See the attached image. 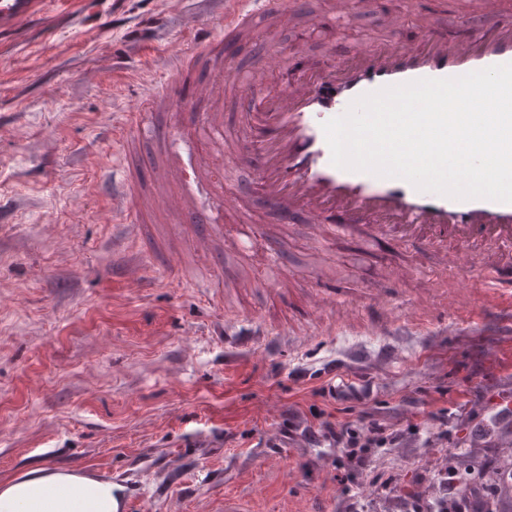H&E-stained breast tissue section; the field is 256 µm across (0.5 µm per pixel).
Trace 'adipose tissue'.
Here are the masks:
<instances>
[{
    "label": "adipose tissue",
    "mask_w": 512,
    "mask_h": 512,
    "mask_svg": "<svg viewBox=\"0 0 512 512\" xmlns=\"http://www.w3.org/2000/svg\"><path fill=\"white\" fill-rule=\"evenodd\" d=\"M111 480L40 466L0 485V512H118Z\"/></svg>",
    "instance_id": "ef3b65f1"
}]
</instances>
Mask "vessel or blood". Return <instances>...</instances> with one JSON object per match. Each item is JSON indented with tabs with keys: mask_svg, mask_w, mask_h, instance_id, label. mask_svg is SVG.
Masks as SVG:
<instances>
[{
	"mask_svg": "<svg viewBox=\"0 0 512 512\" xmlns=\"http://www.w3.org/2000/svg\"><path fill=\"white\" fill-rule=\"evenodd\" d=\"M360 0H333L331 25L309 18L301 40L316 37L326 56L305 59L298 76L280 69V86L262 92L269 60L259 58L251 71L235 69L231 54L242 38L257 29L275 35L277 25L300 13L303 0H224L222 31L195 41L171 69L163 91L142 97L124 115L132 136L153 139L164 158L157 172L165 211L193 215L209 226L236 224L235 247L246 250L262 236L243 201L200 204L187 182L209 188L224 179L214 157L227 156L234 166L255 169L249 193L261 199L280 223L306 217L315 234L329 233L363 247L384 241L416 245L454 255V274L466 283L483 276L481 288L500 308H512V203L486 199L457 200L417 190L399 178L379 177L334 166L322 125L346 112L359 96L387 86L429 78H456L491 66L512 63V0H477V25L447 36L438 12H426L425 34L413 45L403 43L398 28L385 38L343 54L342 34ZM342 64H333L336 54ZM205 66L207 80L189 82L190 70ZM231 89L241 103L236 126L224 123L214 100ZM168 113L173 124L153 126L155 113ZM197 121L196 136L204 159L187 170L176 147L175 122L184 114ZM128 184L113 186L112 212L123 223L137 224L140 211L131 202Z\"/></svg>",
	"mask_w": 512,
	"mask_h": 512,
	"instance_id": "1",
	"label": "vessel or blood"
}]
</instances>
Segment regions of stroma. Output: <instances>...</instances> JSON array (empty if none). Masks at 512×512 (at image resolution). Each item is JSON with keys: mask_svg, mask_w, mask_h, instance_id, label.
<instances>
[{"mask_svg": "<svg viewBox=\"0 0 512 512\" xmlns=\"http://www.w3.org/2000/svg\"><path fill=\"white\" fill-rule=\"evenodd\" d=\"M224 0H39L0 28V483L41 464L112 479L126 512H343L336 451L288 440V409L320 408L339 386L337 419L403 435L357 471L363 512L394 494L431 493V475L466 450L476 470L512 461V429H475L512 403V314L457 287L448 257L351 241L328 250L304 220L250 212L264 243L227 250L203 224L178 223L153 190L150 144L123 159L113 130L162 89L172 41L215 32ZM130 163L146 232L103 222L102 182ZM283 274L267 281V252ZM181 251L189 274L167 271ZM386 262L399 284L367 281ZM134 265L143 285L121 270ZM425 308L419 323L396 309ZM383 332H375L377 324ZM460 393L445 415L432 401ZM423 423L428 436L413 435Z\"/></svg>", "mask_w": 512, "mask_h": 512, "instance_id": "stroma-1", "label": "stroma"}]
</instances>
